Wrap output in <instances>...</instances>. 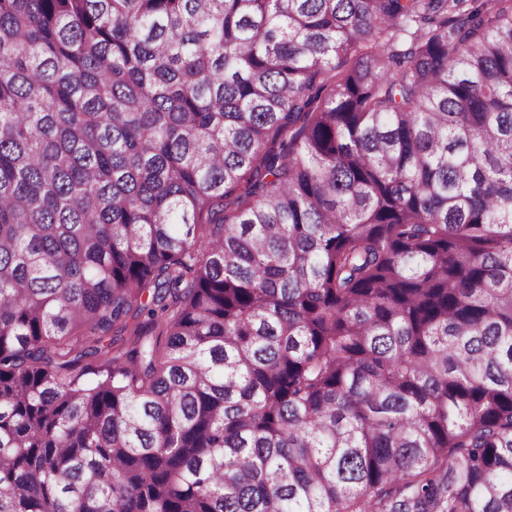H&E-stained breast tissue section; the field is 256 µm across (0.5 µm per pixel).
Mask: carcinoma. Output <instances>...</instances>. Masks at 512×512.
Masks as SVG:
<instances>
[{
	"mask_svg": "<svg viewBox=\"0 0 512 512\" xmlns=\"http://www.w3.org/2000/svg\"><path fill=\"white\" fill-rule=\"evenodd\" d=\"M0 512H512V0H0Z\"/></svg>",
	"mask_w": 512,
	"mask_h": 512,
	"instance_id": "cac0c4a2",
	"label": "carcinoma"
}]
</instances>
